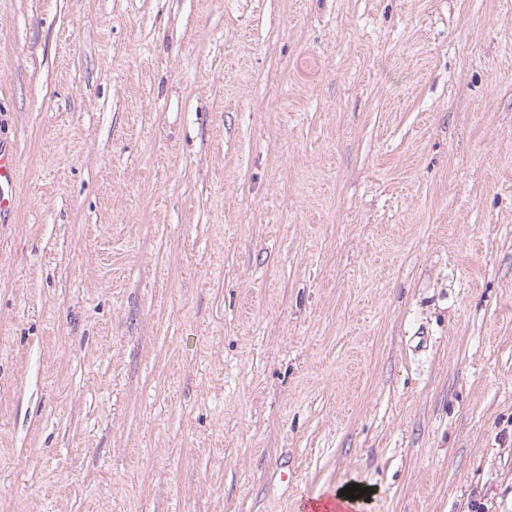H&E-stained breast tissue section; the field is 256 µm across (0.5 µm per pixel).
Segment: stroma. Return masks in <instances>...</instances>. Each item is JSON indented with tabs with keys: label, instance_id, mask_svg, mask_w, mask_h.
Returning <instances> with one entry per match:
<instances>
[{
	"label": "stroma",
	"instance_id": "stroma-1",
	"mask_svg": "<svg viewBox=\"0 0 512 512\" xmlns=\"http://www.w3.org/2000/svg\"><path fill=\"white\" fill-rule=\"evenodd\" d=\"M0 512H512V0H0ZM18 176L16 153L11 147L0 146V221L16 209L15 188Z\"/></svg>",
	"mask_w": 512,
	"mask_h": 512
}]
</instances>
